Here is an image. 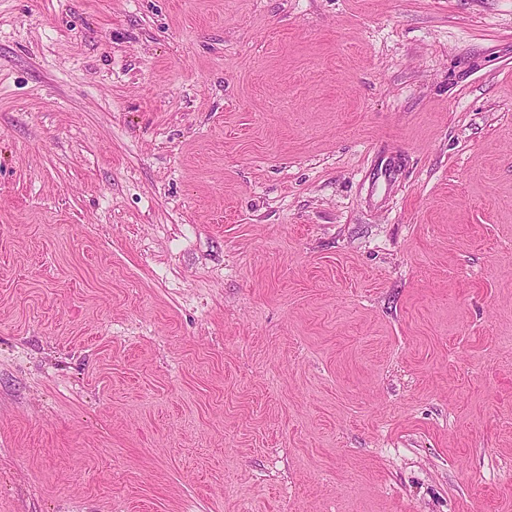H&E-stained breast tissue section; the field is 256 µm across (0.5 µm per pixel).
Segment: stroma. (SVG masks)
<instances>
[{"label":"stroma","instance_id":"1","mask_svg":"<svg viewBox=\"0 0 512 512\" xmlns=\"http://www.w3.org/2000/svg\"><path fill=\"white\" fill-rule=\"evenodd\" d=\"M0 512H512V0H0Z\"/></svg>","mask_w":512,"mask_h":512}]
</instances>
